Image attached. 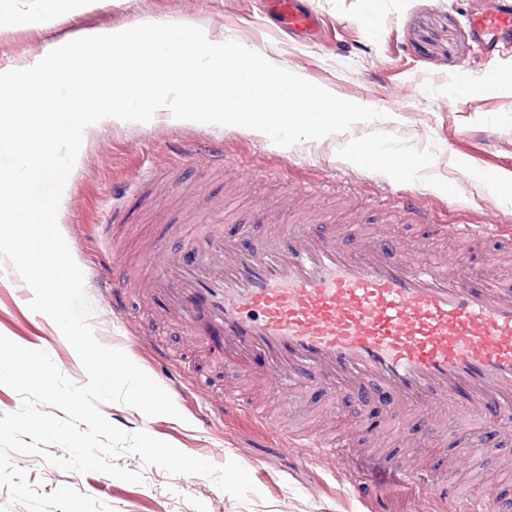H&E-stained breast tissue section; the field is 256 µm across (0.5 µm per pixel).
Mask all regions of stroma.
I'll return each mask as SVG.
<instances>
[{
	"label": "stroma",
	"mask_w": 512,
	"mask_h": 512,
	"mask_svg": "<svg viewBox=\"0 0 512 512\" xmlns=\"http://www.w3.org/2000/svg\"><path fill=\"white\" fill-rule=\"evenodd\" d=\"M488 2L379 0L386 24L377 38L365 21V0H304L321 19L313 33L281 29L264 13L262 0H88L83 12L53 29L0 30L2 67L93 27L126 29L159 19L206 28L263 51L275 64L345 100L387 114L354 124L347 137L288 147L234 127L176 125L164 112L144 124L110 122L87 134L60 201L61 234L84 273L97 340L124 351L159 386L168 387L179 415L148 417L114 402L98 408L124 431L147 432L217 466L236 462L255 491L241 503L209 477L171 476L129 452L115 462L141 473L143 483L99 472L79 475L35 454L14 456L29 483L45 494L73 486L114 512H446L438 488L418 493L402 487L395 460L406 449L420 465L445 473L467 426L479 440L467 460L477 476L474 494L490 490L512 499V421L481 423L462 412L435 428L411 413L401 435L389 425L385 396L344 400L312 383L284 392L208 366L192 337L167 323L139 287L152 273L142 255L176 244L194 259L192 243L207 231L254 245L295 224L318 222L328 232L347 225L358 234L398 240L407 256L421 263L466 247L438 232V225L479 224L494 213L512 225V209H504L474 177L490 168L512 179V58L498 67L502 82L496 96L476 91L461 104L448 101L454 76L465 69L476 74L482 67L470 20ZM214 136L223 141L226 166L181 162L185 151ZM373 137L432 156L434 164L399 184L383 169L344 155L346 139ZM403 192L421 198L433 211L435 226L410 223L399 203ZM114 209L123 223L103 228ZM121 274L135 287L124 314L117 315L100 284ZM30 301L27 284L10 262L0 260V335L46 351L66 378L85 384L77 353L51 318L30 309ZM238 388L255 393L262 416L215 412L223 390ZM292 433L344 436L355 453L342 471L328 461L313 463L305 449L289 446ZM354 475L374 484L371 497L353 494Z\"/></svg>",
	"instance_id": "stroma-1"
}]
</instances>
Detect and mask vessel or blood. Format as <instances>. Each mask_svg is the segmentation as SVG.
<instances>
[{
  "label": "vessel or blood",
  "mask_w": 512,
  "mask_h": 512,
  "mask_svg": "<svg viewBox=\"0 0 512 512\" xmlns=\"http://www.w3.org/2000/svg\"><path fill=\"white\" fill-rule=\"evenodd\" d=\"M288 29L313 31L301 0H269ZM488 54L512 44V5L491 0L471 20ZM198 258L158 256L150 294L218 362L251 374L263 356L271 382L288 389L318 381L336 395L388 396L439 416L466 407L478 419L512 418V289L496 288L480 264L409 260L392 240L328 234L313 225L245 247L202 235ZM290 446L343 463L333 438L292 435Z\"/></svg>",
  "instance_id": "vessel-or-blood-1"
}]
</instances>
